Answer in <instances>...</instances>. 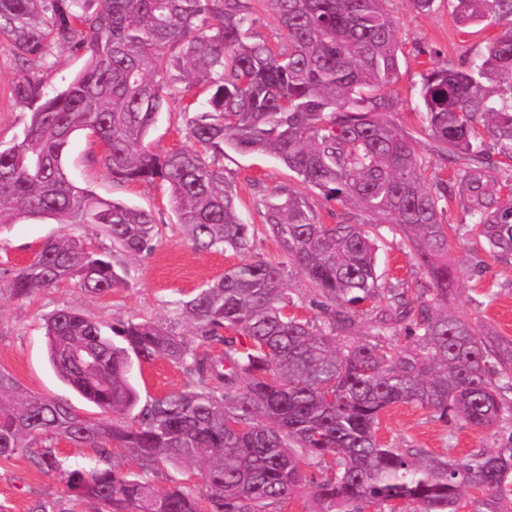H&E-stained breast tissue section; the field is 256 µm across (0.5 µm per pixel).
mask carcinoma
Masks as SVG:
<instances>
[{
  "instance_id": "carcinoma-1",
  "label": "carcinoma",
  "mask_w": 512,
  "mask_h": 512,
  "mask_svg": "<svg viewBox=\"0 0 512 512\" xmlns=\"http://www.w3.org/2000/svg\"><path fill=\"white\" fill-rule=\"evenodd\" d=\"M388 0H0V48L18 62L14 102L28 110L21 138L0 150V228L50 219L107 236L131 256L151 254L161 229L151 212L77 185L66 153L78 131L96 137L112 180L159 184L186 238L245 257L183 302L191 335L129 320L106 325L63 308L45 320L49 362L100 416L22 391L0 370V457L63 439L117 465L73 468L54 448L36 455L94 512H266L306 493L314 512H512V431L500 447L460 461L392 448L376 432L382 412L414 403L476 428L512 424V338L448 313L456 273L452 239L471 237L512 258V0H454L459 26L494 28L485 51L458 68L421 74L422 132L451 165L427 186L416 140L390 119L401 44ZM262 4L272 39L256 28ZM81 53L83 68L52 92L38 73L49 47ZM165 69H158L161 55ZM202 84L207 108H182L192 148L165 153L149 137L164 92ZM267 153L298 183L345 206L323 221L289 183L265 197V230L311 285L319 316L291 313L301 298L283 271L247 258L254 227L242 222L218 163L225 150ZM466 220H445L448 202ZM363 212L369 224L357 219ZM415 251L432 287L414 298L383 288L377 223ZM17 297L72 280L101 294L126 285L110 256L80 236L45 240L28 264L3 270ZM370 334L353 336L376 301ZM405 328L410 345L391 337ZM91 355L90 371L74 361ZM179 365L191 387L140 404L133 362ZM331 474L313 472L328 454ZM197 467L166 488L151 476Z\"/></svg>"
}]
</instances>
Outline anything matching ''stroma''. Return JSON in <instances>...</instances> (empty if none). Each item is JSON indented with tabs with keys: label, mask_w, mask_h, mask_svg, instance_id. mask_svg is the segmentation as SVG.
<instances>
[{
	"label": "stroma",
	"mask_w": 512,
	"mask_h": 512,
	"mask_svg": "<svg viewBox=\"0 0 512 512\" xmlns=\"http://www.w3.org/2000/svg\"><path fill=\"white\" fill-rule=\"evenodd\" d=\"M388 8L396 19L403 49L395 84L398 104L392 118L416 136L422 126L419 89L426 68L418 48H436L438 65L457 67L484 49L490 32L477 27L468 33L461 32L453 18L452 0H436L433 11L423 15L411 11L407 0H390ZM15 72L14 57L0 49V148L9 146L21 135L26 120L24 110L10 98ZM207 97V92L198 87L184 97H170L150 136L153 149L163 153L187 146L181 107L184 101L194 99L202 103ZM100 150L94 138L77 133L67 154L70 174L101 197L122 200L153 213L162 234L150 255L133 257L113 251L105 236L51 220L21 222L0 230V270L27 264L47 238L69 233L82 235L91 251L110 253L113 263L125 271V287L100 295L63 281L30 297L18 298L13 296L6 280L0 278V369L8 371L24 390L69 400L91 418L98 416V408L79 399L65 386L48 361L44 318L69 308L109 324L147 320L188 334L192 327L183 315V301L241 261L240 256L230 252L195 249L182 234L167 193L154 184L112 181L102 163L95 159ZM223 164L224 177L236 197L243 221L257 229L253 255L274 264L283 263L285 257L280 246L264 229L261 197L263 190L289 181L288 169L267 155L233 152L225 155ZM448 261L466 270L457 283L454 311L467 314L500 335L512 337V263L490 257L466 237L453 241ZM478 263L483 266L482 274L470 275V268ZM378 269L386 288L413 292L429 283L413 252L395 240L386 241L379 250ZM131 380L144 399L181 390L189 384L183 371L164 359L133 369ZM377 435L382 443L394 448H421L433 456L458 460L473 450H490L499 444L497 430L474 428L452 420L445 422L426 409L407 404L391 406L384 412ZM64 489L60 476L41 471L31 454L0 457V512H28L35 502L60 499Z\"/></svg>",
	"instance_id": "stroma-1"
}]
</instances>
